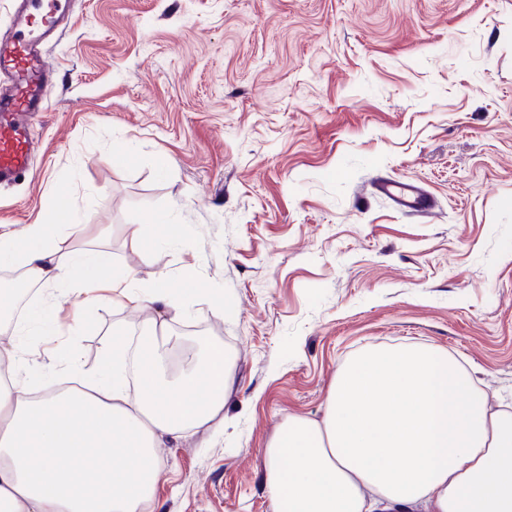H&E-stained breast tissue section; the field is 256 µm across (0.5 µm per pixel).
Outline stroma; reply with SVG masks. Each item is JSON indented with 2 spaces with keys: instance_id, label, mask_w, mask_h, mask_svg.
Masks as SVG:
<instances>
[{
  "instance_id": "obj_1",
  "label": "stroma",
  "mask_w": 512,
  "mask_h": 512,
  "mask_svg": "<svg viewBox=\"0 0 512 512\" xmlns=\"http://www.w3.org/2000/svg\"><path fill=\"white\" fill-rule=\"evenodd\" d=\"M0 225L56 199L139 283L197 264L223 313L174 320L233 356L224 426L159 449L147 512H273L262 451L321 420L338 370L424 346L512 407V0H71ZM126 143L129 159L111 158ZM410 179L433 209L379 194ZM170 213L183 247L127 227ZM147 311L99 308L86 368Z\"/></svg>"
}]
</instances>
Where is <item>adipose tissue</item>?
<instances>
[{
	"instance_id": "adipose-tissue-1",
	"label": "adipose tissue",
	"mask_w": 512,
	"mask_h": 512,
	"mask_svg": "<svg viewBox=\"0 0 512 512\" xmlns=\"http://www.w3.org/2000/svg\"><path fill=\"white\" fill-rule=\"evenodd\" d=\"M72 209L0 232V268H20L47 299L16 318L18 291L0 289V512H143L161 465L156 450L224 420L232 365L219 343L176 377L165 352L181 337L171 316L211 302L196 264L134 287L112 267L109 249L68 245ZM79 295V318L105 304L146 307L135 344L110 343L86 369L75 350L47 365L31 362L41 343L65 335L61 298ZM139 392L129 396L125 373ZM60 372L55 393L34 375ZM275 512H512V413L492 409L472 376L425 347L372 349L336 377L322 420L289 418L263 450Z\"/></svg>"
}]
</instances>
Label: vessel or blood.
I'll return each mask as SVG.
<instances>
[{
	"instance_id": "obj_1",
	"label": "vessel or blood",
	"mask_w": 512,
	"mask_h": 512,
	"mask_svg": "<svg viewBox=\"0 0 512 512\" xmlns=\"http://www.w3.org/2000/svg\"><path fill=\"white\" fill-rule=\"evenodd\" d=\"M70 23L64 0H15L11 28L0 34V185L26 173L37 150L30 127L48 109L56 73L44 46ZM381 192L406 209L428 208L410 180L379 182Z\"/></svg>"
}]
</instances>
